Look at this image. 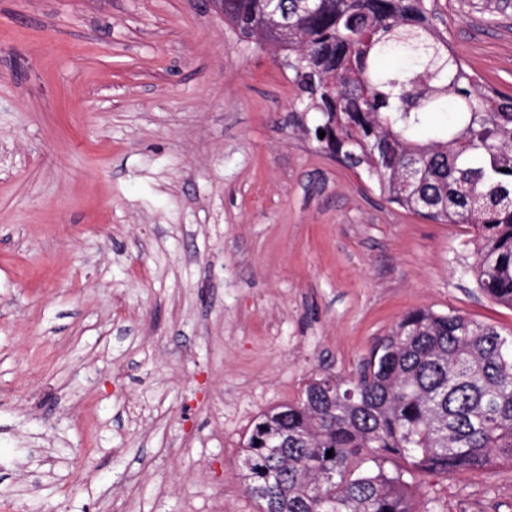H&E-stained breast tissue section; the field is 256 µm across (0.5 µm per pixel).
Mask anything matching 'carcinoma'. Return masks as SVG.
<instances>
[{
    "instance_id": "obj_1",
    "label": "carcinoma",
    "mask_w": 512,
    "mask_h": 512,
    "mask_svg": "<svg viewBox=\"0 0 512 512\" xmlns=\"http://www.w3.org/2000/svg\"><path fill=\"white\" fill-rule=\"evenodd\" d=\"M224 0L239 35L285 52L319 143L389 203L473 232L462 270L512 309V94L481 84L433 0ZM448 106L451 118L427 114ZM332 456H326L327 451ZM512 464V336L450 310L404 315L352 378L320 375L261 413L243 488L259 512H416L424 475Z\"/></svg>"
}]
</instances>
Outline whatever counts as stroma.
I'll return each instance as SVG.
<instances>
[{"instance_id": "stroma-1", "label": "stroma", "mask_w": 512, "mask_h": 512, "mask_svg": "<svg viewBox=\"0 0 512 512\" xmlns=\"http://www.w3.org/2000/svg\"><path fill=\"white\" fill-rule=\"evenodd\" d=\"M512 91V0H437ZM282 51L206 0H0V512H257L239 452L409 311L512 331L472 237L380 196L297 123ZM418 512H512V465Z\"/></svg>"}]
</instances>
